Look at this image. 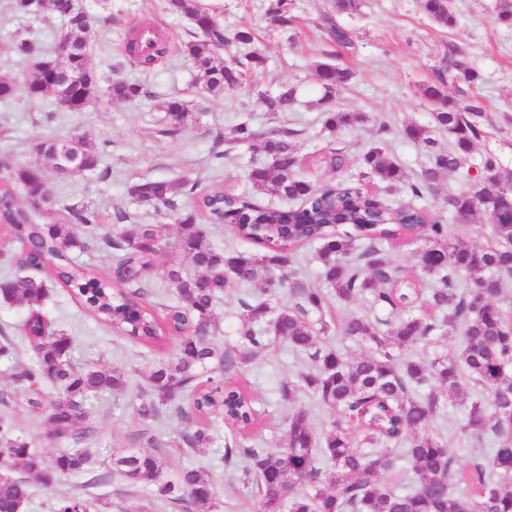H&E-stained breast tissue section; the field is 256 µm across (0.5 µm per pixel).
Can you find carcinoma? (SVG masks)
I'll return each instance as SVG.
<instances>
[{
    "mask_svg": "<svg viewBox=\"0 0 512 512\" xmlns=\"http://www.w3.org/2000/svg\"><path fill=\"white\" fill-rule=\"evenodd\" d=\"M170 8L191 22L192 40L184 44L199 81L206 92L220 96L247 81L256 54L245 57L239 66L224 63L218 47L225 30L198 0H170ZM427 16L441 27L451 28L456 18L450 0H422ZM328 31L336 45L346 47L349 35L325 15ZM72 42L80 46L73 54L55 52L35 60L23 87L0 81V99L19 94L38 98L52 92L50 77L56 64L76 71L81 79L72 100L91 102L100 92V80L88 63L85 23L72 19ZM125 52L134 65L151 67L167 53L158 39L130 38ZM323 95L332 98L347 84L352 72L330 63L315 65ZM480 77L470 67L463 51L448 46L435 69V80L424 86L428 100H439L440 111L429 125H412L404 134L425 149L428 162L417 180L407 181L401 165L384 156L392 127L382 122L371 146L358 158L359 179L342 178L313 187L297 175L300 163L295 138L298 130L272 127L257 131L241 122L230 136L214 138L212 154L225 155L224 143L259 145L266 162L253 165L247 174L257 191L273 186L282 197L299 201L294 209L262 207L252 198L213 189L196 192L178 180H145L131 187L132 197L148 206L163 205L183 227L178 247L188 256L191 270L171 266L164 272L176 304L160 317L150 301L152 281L148 272L153 259L165 246L154 225L139 224L118 237L97 236L100 212L84 202L57 207V220L39 224L33 209L21 204L18 196L33 192V177L47 183V175L65 177L59 158L75 159L77 171H91L99 164L95 146L79 134L57 137L38 144V162L19 166L0 158V239L19 244L14 263L21 269L46 272L47 278L81 301L94 317L104 321L131 340L159 349L173 335L179 336L176 354L161 360L148 380V393L139 411L147 418L174 408L184 419L206 421L216 411L236 433L224 440V462L232 466L246 459L244 484L256 498L262 512H512V321L507 319L484 284L492 279L503 285L512 280V170L500 165L493 154L481 159L479 173L468 185L446 199L455 214H473L481 209L497 215L491 232L498 242L479 247L448 237L447 225L432 219L420 207H390L375 199L360 180L370 175L394 186L408 183L412 196L434 190L445 172L465 171L473 145L485 137L491 119L479 99L470 93ZM453 86L455 95L445 88ZM111 99L131 101L146 97L140 84L113 80L107 89ZM295 89L284 87L267 101L273 112H286ZM173 124L172 132L187 125L190 112L186 102L172 98L163 104ZM361 119L358 113L327 111L324 127L330 132ZM448 132L451 146L437 147L435 134ZM192 195V206L178 207V199ZM232 226L241 239L261 247L259 252L219 250L210 242L212 230ZM423 242L417 263L427 280L410 279L394 265L387 248L399 239ZM303 244H316L321 278L333 290L334 300L343 304L368 301L373 308L386 309L391 320L353 316L341 323L342 339L370 346L371 353L349 359L333 347L317 346L316 333L332 332L325 319L329 296L310 288L299 277L276 275L283 262L292 261ZM106 246L116 251L117 273L105 278L80 264L77 249ZM224 270L227 286L262 284L264 296L242 302L243 311L235 341L220 351L213 347L217 328L218 288H207L213 275ZM472 277L470 288L458 292L457 282ZM288 293L289 302L278 304L276 296ZM47 294L45 281L27 277L19 282L0 283V300L22 302L28 307L31 331L37 332L41 305ZM436 312L428 317L416 312L419 302ZM462 330L458 356L435 355L427 361L406 356V350L431 343L450 329ZM288 341L304 354L314 368L295 381L279 385L280 398L289 402L301 389L309 390L327 408L336 412L332 428L320 437L304 409L284 416L286 447L271 451L246 445V431L257 421L252 398L231 382L251 354L268 345L269 335ZM33 358L16 365L15 376L29 387L27 405L45 411L46 421L56 436L74 445L86 444L95 428L86 422L82 410L88 393L117 391L126 384L125 374L115 368H78L70 361L71 338L58 334L42 340L28 337ZM478 385L481 393L464 408L457 429L477 440L488 437L496 443L491 466L473 462L465 468L455 464L445 442L420 432L444 407L443 393L461 387L462 375ZM56 394L48 396L43 384ZM188 393L193 405L181 404ZM359 427L363 447L351 446L350 430ZM210 428L196 426L181 433L173 444L201 448L210 444ZM382 444L403 446L400 456L381 450ZM331 463L323 470L317 457ZM411 465L413 484L390 490L386 474L396 468L397 458ZM85 457L77 451H63L45 459L14 434L12 425L0 417V512H15L30 496L27 480L12 474L17 465L42 482L68 475L83 467ZM112 469L131 483L148 480L157 484L161 498L188 503L193 512H214L215 498L205 495L212 489L211 477L199 469L185 470L178 481L162 478V461L155 454L119 453ZM308 490L299 492V486ZM463 484L469 494L458 497L452 486ZM57 512H96V503L87 494L60 499Z\"/></svg>",
    "mask_w": 512,
    "mask_h": 512,
    "instance_id": "obj_1",
    "label": "carcinoma"
}]
</instances>
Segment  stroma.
<instances>
[{"label": "stroma", "mask_w": 512, "mask_h": 512, "mask_svg": "<svg viewBox=\"0 0 512 512\" xmlns=\"http://www.w3.org/2000/svg\"><path fill=\"white\" fill-rule=\"evenodd\" d=\"M220 23L231 41L223 57L230 60L255 50L262 58L242 87L209 95L197 79V71L183 51L188 41L190 21L172 11L166 0H86L90 20L89 65L105 88L116 78L145 85L150 95L132 102L111 100L103 91L80 112L57 108L52 94L31 100L24 96L0 99V153L6 152L16 164L36 160L38 143L65 134H81L99 150V165L88 173L68 179L49 178L53 196L69 202L83 201L104 216L100 234H114L111 216L115 209L131 212L137 224L155 225L167 242L150 272L154 284L152 302L159 313H166L173 298L165 288V269L173 264L188 265V257L177 247L182 227L173 222L165 208L143 206L130 195L131 187L148 179H174L197 185L198 189L221 188L237 194L250 193L247 178L252 160L262 159L261 151L237 146L224 159L212 156L216 133H229L246 120L259 131L288 126L298 132L296 146L301 159L299 175L313 185L337 180L340 173L330 169L324 157L329 150L341 149L346 157L344 172L356 174L359 155L375 137L378 120H388L394 130L385 154L396 160L407 176L417 175L427 162L424 150L403 133L409 124L431 122L433 105L422 95L424 84L434 79V69L449 44L462 47L468 64L480 75L475 88L482 97L495 126L478 141L471 156L472 165L495 154L500 163L512 168V25L498 21V0H451L456 25H436L423 11L421 0H359L354 14H335L344 28L351 48L339 49L330 40L323 16L329 0H293V21L278 20V0H199ZM154 26L168 44L167 54L148 71L129 63L123 39L130 30ZM63 20L50 7L22 14L10 0H0V80L22 83L31 67L30 60L10 54L17 35L31 40L38 53L50 52L63 30ZM248 29L251 47L234 42L236 30ZM329 62L353 73L351 81L339 88L329 106L319 102L321 90L315 65ZM295 87L292 107L272 113L266 100L283 86ZM181 98L189 103L192 119L179 134H169L170 121L163 101ZM340 112H362L367 123L328 132L323 125L325 108ZM367 186L385 202L398 205L415 202L406 186L390 187L376 179ZM458 174H442L432 195L417 200L442 223L450 237L470 244H490L489 220L478 211L468 222H460L445 205L448 195L462 190ZM252 193V192H251ZM259 285L231 287L221 293L217 308L216 348L234 340L242 301L260 296ZM28 309L22 304L0 303V416L7 418L15 433L44 456L56 455L65 443L54 437L44 414L28 407L27 391L15 378V365L30 360L32 351L24 335ZM42 314L52 331L70 336V360L78 367H115L125 371L129 383L124 390L87 395L86 420L96 430L94 440L85 445L83 470L52 483L30 477V496L22 512H55L61 497L89 489L100 499V512H125L128 503L143 506L145 512H185L182 505L162 504L155 498V486L145 482L130 484L112 469V456L126 449L161 452L165 474L176 477L185 467L208 470L216 494L217 512H260L257 501L243 488L240 469L225 465L224 439L230 433L222 417H214L212 445L205 448H170L166 442L187 428L176 413L166 411L148 420L138 413L139 393L155 363L174 355L178 341L169 339L155 350L136 343L111 325L89 314L68 293L50 289ZM308 369L306 356L295 352L282 339L271 341L266 349L253 354L245 363L238 382L255 399L259 420L252 434L262 447L279 450L286 446L283 407L278 387ZM477 385L463 379L453 403L429 421L424 431L443 439L459 466L479 460L490 462L491 440L477 441L461 435L457 421L465 403L476 394ZM105 475L104 483L91 479Z\"/></svg>", "instance_id": "1"}]
</instances>
